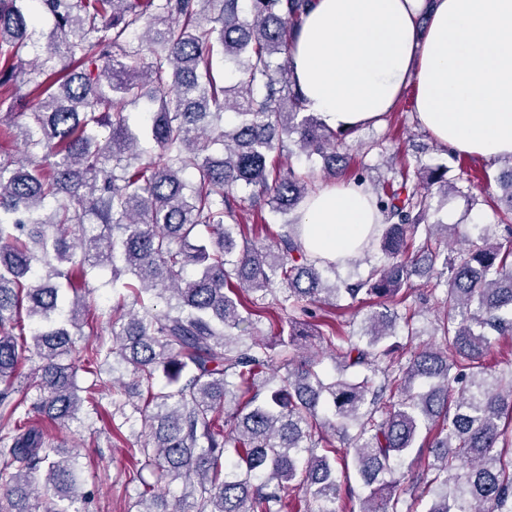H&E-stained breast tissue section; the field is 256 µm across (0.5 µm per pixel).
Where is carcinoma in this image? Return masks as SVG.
<instances>
[{"label":"carcinoma","mask_w":512,"mask_h":512,"mask_svg":"<svg viewBox=\"0 0 512 512\" xmlns=\"http://www.w3.org/2000/svg\"><path fill=\"white\" fill-rule=\"evenodd\" d=\"M312 3L0 0V108L23 146L20 158L0 150V512H32L40 477L53 491L45 512H81L80 470L54 431L100 407L97 381L80 386L78 371L111 360L130 379L112 389L110 421L140 426L127 449L125 483L142 486L134 512H181L189 498L194 512H283L295 489L305 512H336L351 471L360 512H414L419 492L432 496L427 512H512V367L484 364L492 337L512 335V159L497 178V223L472 225L474 239L425 223L424 179L472 206L471 174L459 186L448 167H421L415 182L373 189L382 223L361 251L381 257L364 277L328 283L338 264L305 249L297 221L266 245L236 232V190L283 214L316 192L309 171L276 165L285 141L330 178L345 169L340 138L304 111L288 69ZM40 12L53 20L44 43ZM216 57L234 67L231 82L217 81ZM21 86L36 99L29 112L13 111ZM141 100L147 116L133 127L126 109ZM102 265L119 289L110 341L87 281ZM422 268L444 297L435 341L403 362L384 343L419 337L397 307ZM361 295L376 302L359 333L316 324L318 304ZM268 296L300 317L274 342L242 338L252 321L241 310ZM300 336L332 349L336 379L312 358L279 369L276 348ZM30 354L38 365L18 390ZM425 448L430 475L395 476Z\"/></svg>","instance_id":"carcinoma-1"}]
</instances>
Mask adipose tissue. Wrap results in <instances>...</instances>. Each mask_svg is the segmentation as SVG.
Returning a JSON list of instances; mask_svg holds the SVG:
<instances>
[{
  "label": "adipose tissue",
  "instance_id": "1",
  "mask_svg": "<svg viewBox=\"0 0 512 512\" xmlns=\"http://www.w3.org/2000/svg\"><path fill=\"white\" fill-rule=\"evenodd\" d=\"M289 69L333 130L379 121L411 87L439 144L486 162L512 156V0H314ZM379 221L367 193L340 184L306 200L302 240L346 260Z\"/></svg>",
  "mask_w": 512,
  "mask_h": 512
}]
</instances>
